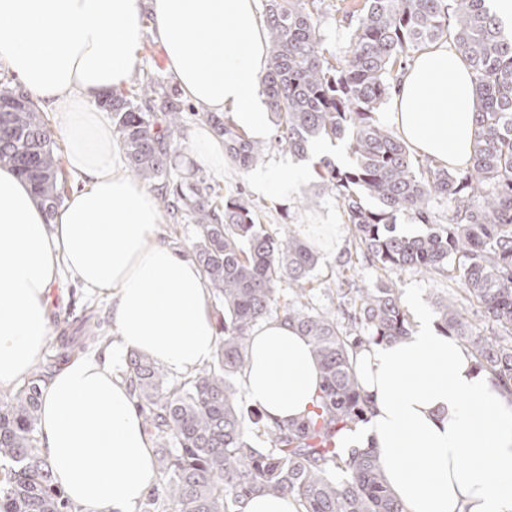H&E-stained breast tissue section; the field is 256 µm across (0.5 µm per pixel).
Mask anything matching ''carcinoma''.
<instances>
[{"instance_id": "carcinoma-1", "label": "carcinoma", "mask_w": 512, "mask_h": 512, "mask_svg": "<svg viewBox=\"0 0 512 512\" xmlns=\"http://www.w3.org/2000/svg\"><path fill=\"white\" fill-rule=\"evenodd\" d=\"M324 0H265L268 64L262 93L277 118L276 145L304 156L316 139L349 140L350 163L329 159L316 174L352 226L355 253L383 272L365 288L340 289L349 309L312 304L318 252L282 224L270 233L250 203L172 163L181 104L148 75L98 105L112 113L130 175L158 181L163 208L196 224L191 244L204 285L223 303L213 364L171 381L150 359L132 354L124 379L155 444L170 512H237L253 494L288 495L298 512H406L387 487L373 448H336V437L367 412L355 360L372 343L407 336L410 318L395 275L418 272L459 283L458 301L437 298V325L482 368L512 387V33L491 0H358L348 46L329 50L319 26ZM449 44L475 78L472 160L446 168L415 156L374 118L394 81L416 55ZM0 165L16 170L52 216L63 176L49 118L18 87L0 85ZM224 153L241 170L267 151L220 112L202 113ZM378 201L371 208L366 198ZM406 215L426 231L406 235ZM288 281L279 302L278 286ZM480 306L484 321L465 316ZM280 318L309 338L323 373L313 414L266 423L239 406L231 377L246 363L256 325ZM52 365L37 367L0 394V512H70L38 447L40 402Z\"/></svg>"}]
</instances>
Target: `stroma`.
Wrapping results in <instances>:
<instances>
[{
	"label": "stroma",
	"instance_id": "35a3bbf8",
	"mask_svg": "<svg viewBox=\"0 0 512 512\" xmlns=\"http://www.w3.org/2000/svg\"><path fill=\"white\" fill-rule=\"evenodd\" d=\"M135 72L152 75L163 82L172 97H180L181 92L174 84L166 66V56L159 39L151 13L143 15V37L137 50ZM200 120L192 109H185L184 123L173 144L178 165L197 169L200 176L210 183L219 184L222 191L242 194L262 211L261 221L266 225L275 224H335L339 227L338 248L335 255L322 257L314 272L316 292L313 301L321 307H336V288L346 277L365 282L376 281L379 271L367 264H358L350 269L345 265L346 258L353 253L352 227L348 224L334 197L318 192L311 183H304L300 190L288 195L274 191H256L251 183L250 172L238 169L234 164H226L224 170L217 171L198 163L191 149V132ZM400 296L417 294L425 309H432L437 296L451 294L453 284L444 278L429 279L415 272L398 275ZM56 312L53 316V335L49 340L45 362L56 361L62 347L61 336H69L85 344L87 351H94L101 344H115L111 315V301L108 296L92 294L81 288L70 275H63L54 289Z\"/></svg>",
	"mask_w": 512,
	"mask_h": 512
}]
</instances>
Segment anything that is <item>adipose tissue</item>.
<instances>
[{
	"label": "adipose tissue",
	"instance_id": "obj_1",
	"mask_svg": "<svg viewBox=\"0 0 512 512\" xmlns=\"http://www.w3.org/2000/svg\"><path fill=\"white\" fill-rule=\"evenodd\" d=\"M147 6L184 95L228 113L252 139L271 138L256 0H0V65L52 110L81 183L50 223L29 184L0 167V392L40 364L62 273L109 296L119 338L118 348L64 362L43 390L41 447L76 512H135L157 483L142 414L114 368L119 353L188 375L216 348L200 267L160 238L154 195L126 175L112 123L98 108L135 66ZM474 104L470 69L438 44L399 75L380 120L416 155L463 168ZM314 174L313 165L291 164L252 180L257 191L290 193ZM408 304V336L359 351L368 412L336 445L375 448L407 512H512V394L440 332L417 296ZM239 379L271 424L305 420L322 388L308 338L280 319L251 332Z\"/></svg>",
	"mask_w": 512,
	"mask_h": 512
}]
</instances>
